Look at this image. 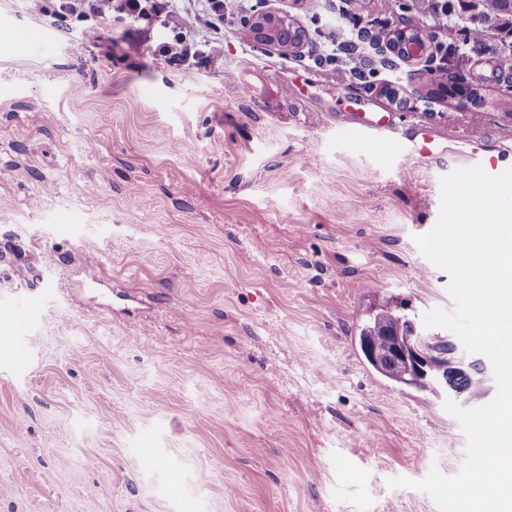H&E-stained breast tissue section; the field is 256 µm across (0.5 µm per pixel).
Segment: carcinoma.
<instances>
[{
    "instance_id": "obj_1",
    "label": "carcinoma",
    "mask_w": 512,
    "mask_h": 512,
    "mask_svg": "<svg viewBox=\"0 0 512 512\" xmlns=\"http://www.w3.org/2000/svg\"><path fill=\"white\" fill-rule=\"evenodd\" d=\"M461 13L453 16L448 11L432 8L424 15L423 25L442 34L448 46L456 48L462 42L467 43L470 50H481L486 46L488 31L494 24L508 29L512 34V0H458ZM410 319L386 308L370 317L360 329V348L369 345L377 351L378 361L369 364L386 378L420 390H432V379L414 380L412 375L398 366L391 356V348L383 341V336L405 335L409 330ZM448 382L468 392L472 396H480L484 392L485 379L478 369L464 375L448 376Z\"/></svg>"
}]
</instances>
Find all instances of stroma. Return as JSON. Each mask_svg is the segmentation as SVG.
<instances>
[{"mask_svg": "<svg viewBox=\"0 0 512 512\" xmlns=\"http://www.w3.org/2000/svg\"><path fill=\"white\" fill-rule=\"evenodd\" d=\"M401 2L257 0L301 30L285 50L171 0L199 50L172 66L161 25L0 0V316L26 305L0 329V512H438L414 484L456 475L466 438L358 336L385 306L418 325L452 309L414 238L465 141L512 166V75L495 29L481 51L397 59L423 19ZM347 42L372 75H345ZM358 112L434 126L437 157L374 152Z\"/></svg>", "mask_w": 512, "mask_h": 512, "instance_id": "1", "label": "stroma"}]
</instances>
